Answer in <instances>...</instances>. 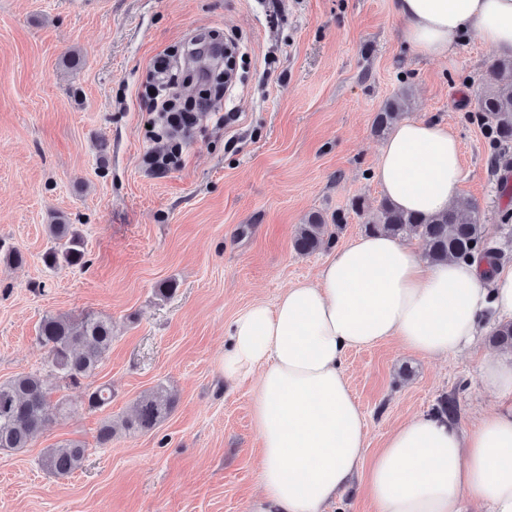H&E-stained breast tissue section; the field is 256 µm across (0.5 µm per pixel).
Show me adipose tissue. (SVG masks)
Returning a JSON list of instances; mask_svg holds the SVG:
<instances>
[{"label": "adipose tissue", "mask_w": 512, "mask_h": 512, "mask_svg": "<svg viewBox=\"0 0 512 512\" xmlns=\"http://www.w3.org/2000/svg\"><path fill=\"white\" fill-rule=\"evenodd\" d=\"M398 14L420 55L451 57L469 35L512 55V0H399ZM460 154L447 125L403 121L372 176L397 208L432 217L458 200ZM491 314L512 319V266L488 274L476 259L427 264L385 233L346 245L275 305L237 313L221 369L258 379L262 491L246 512H327L361 472L373 512H512V356L483 361L482 387L499 404L473 428L421 416L372 456L342 370L350 351L388 338L426 356L462 351Z\"/></svg>", "instance_id": "1"}]
</instances>
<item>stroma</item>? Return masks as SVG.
<instances>
[{
    "label": "stroma",
    "instance_id": "1",
    "mask_svg": "<svg viewBox=\"0 0 512 512\" xmlns=\"http://www.w3.org/2000/svg\"><path fill=\"white\" fill-rule=\"evenodd\" d=\"M222 32L245 56L241 78L191 136L147 133L142 96L162 53ZM493 48L467 36L451 58L424 57L404 37L396 0H0V240L21 266L0 262V382L48 370L42 319L94 314L112 347L94 385L107 406L77 405L57 384L50 404L73 401L28 448L0 450V512H245L259 488L255 382L220 367L224 329L253 302L274 304L315 279L328 258L363 235L383 196L371 177L384 136L373 122L400 95L405 118L434 117L461 145L467 204L501 264L512 266V197L503 162L474 101ZM180 147L184 164L156 171L150 153ZM362 198L363 212L351 202ZM343 215L332 243L293 246L310 214ZM76 225L87 264L46 267L53 216ZM174 291L159 296V288ZM488 338L428 357L394 340L350 352L343 369L364 414L368 451L410 419L457 407L471 427L497 406L478 376ZM176 395L153 432L118 429L141 397ZM82 441L65 477L41 465L46 449Z\"/></svg>",
    "mask_w": 512,
    "mask_h": 512
}]
</instances>
